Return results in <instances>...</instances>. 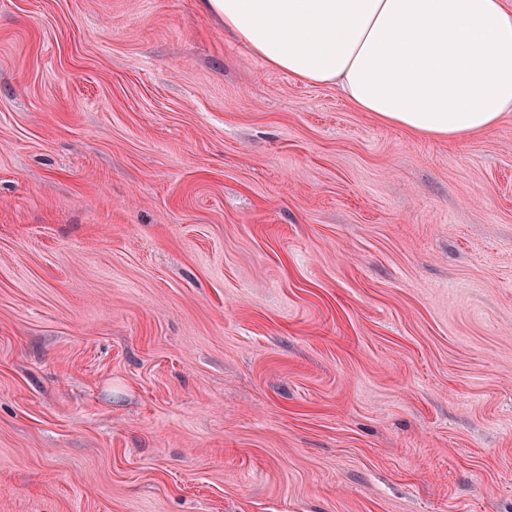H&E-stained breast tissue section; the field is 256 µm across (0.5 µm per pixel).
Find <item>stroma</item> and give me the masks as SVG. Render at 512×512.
<instances>
[{
	"instance_id": "obj_1",
	"label": "stroma",
	"mask_w": 512,
	"mask_h": 512,
	"mask_svg": "<svg viewBox=\"0 0 512 512\" xmlns=\"http://www.w3.org/2000/svg\"><path fill=\"white\" fill-rule=\"evenodd\" d=\"M0 512H512V115L0 0Z\"/></svg>"
}]
</instances>
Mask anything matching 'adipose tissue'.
I'll return each mask as SVG.
<instances>
[{
  "label": "adipose tissue",
  "mask_w": 512,
  "mask_h": 512,
  "mask_svg": "<svg viewBox=\"0 0 512 512\" xmlns=\"http://www.w3.org/2000/svg\"><path fill=\"white\" fill-rule=\"evenodd\" d=\"M270 67L328 84L419 136L457 140L512 112L506 0H202Z\"/></svg>",
  "instance_id": "ef3b65f1"
}]
</instances>
